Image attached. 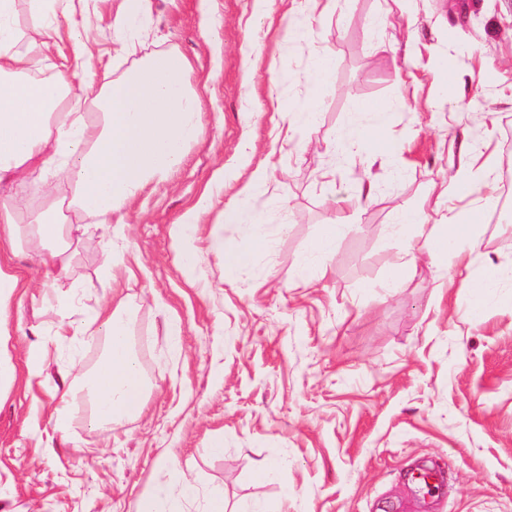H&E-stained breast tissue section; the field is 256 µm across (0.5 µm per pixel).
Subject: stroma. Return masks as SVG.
I'll use <instances>...</instances> for the list:
<instances>
[{"instance_id":"1","label":"stroma","mask_w":512,"mask_h":512,"mask_svg":"<svg viewBox=\"0 0 512 512\" xmlns=\"http://www.w3.org/2000/svg\"><path fill=\"white\" fill-rule=\"evenodd\" d=\"M284 10L150 0L141 35L104 58L119 72L153 52L185 55L202 138L167 183L120 209L113 276L96 228L53 282L32 252L11 256L31 286L0 300V512H136L147 495L202 512L213 487L228 512H512V210L498 209L512 173V0H332L289 27ZM305 42L332 57L326 81L313 80ZM378 119L393 154L359 145ZM463 140L493 177L472 198L430 195ZM261 167L264 183L249 186ZM203 198L201 232L181 240L176 223ZM475 201L483 221L462 267L423 264L386 289L400 213L432 220ZM228 206L263 218L270 239L232 271L224 245L244 232L225 223ZM335 218L347 230L306 283L298 265ZM188 248L198 268L181 266ZM490 263L499 285L480 299ZM57 295L73 297L78 323L126 301L151 385L140 416L99 430L80 411L57 430L79 380L71 360L90 369L104 348L59 336ZM271 459L273 476L258 479ZM173 465L195 498L170 483ZM422 465L440 471V496L412 484Z\"/></svg>"}]
</instances>
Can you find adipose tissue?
Listing matches in <instances>:
<instances>
[{
    "label": "adipose tissue",
    "instance_id": "1",
    "mask_svg": "<svg viewBox=\"0 0 512 512\" xmlns=\"http://www.w3.org/2000/svg\"><path fill=\"white\" fill-rule=\"evenodd\" d=\"M91 33L89 17L74 18L65 0H0V241L27 248L50 268L69 265L73 225H111L124 203L177 170L202 136L201 105L186 84L191 63L184 55L153 54L99 84ZM66 39L78 48L75 65L35 77V68ZM35 175L42 192L37 209L14 193ZM481 216L472 209L430 224L419 213H403L399 225L411 236L394 282L422 260L444 266L460 257L464 245L474 244ZM92 321L108 339L106 355L84 373L81 386L63 393L57 410L63 431L81 406L101 429L144 408L147 384L126 306L99 308Z\"/></svg>",
    "mask_w": 512,
    "mask_h": 512
}]
</instances>
